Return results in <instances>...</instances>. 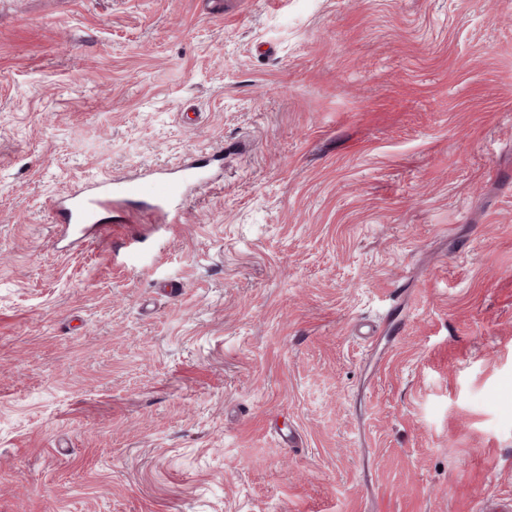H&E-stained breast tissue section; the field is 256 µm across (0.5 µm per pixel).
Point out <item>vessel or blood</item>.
Instances as JSON below:
<instances>
[{
  "label": "vessel or blood",
  "mask_w": 512,
  "mask_h": 512,
  "mask_svg": "<svg viewBox=\"0 0 512 512\" xmlns=\"http://www.w3.org/2000/svg\"><path fill=\"white\" fill-rule=\"evenodd\" d=\"M208 165L207 157L193 154L172 168L112 180L86 181L54 200V222L68 245L82 241L97 210L115 200L149 208L157 215L160 224L178 223L185 183L191 179L205 180Z\"/></svg>",
  "instance_id": "obj_1"
}]
</instances>
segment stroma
<instances>
[{
    "instance_id": "1",
    "label": "stroma",
    "mask_w": 512,
    "mask_h": 512,
    "mask_svg": "<svg viewBox=\"0 0 512 512\" xmlns=\"http://www.w3.org/2000/svg\"><path fill=\"white\" fill-rule=\"evenodd\" d=\"M218 149L169 230L57 248L67 190ZM489 497L512 0H0V512Z\"/></svg>"
}]
</instances>
